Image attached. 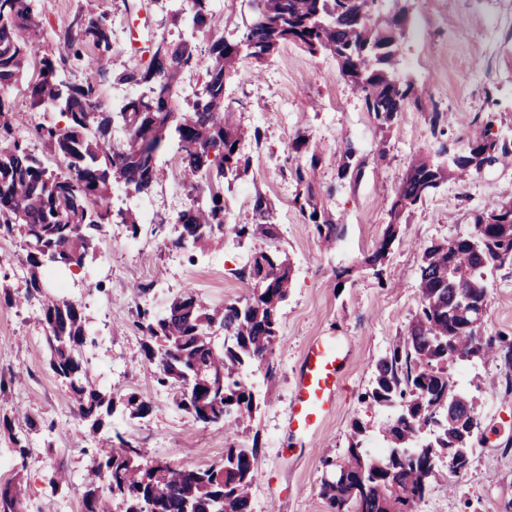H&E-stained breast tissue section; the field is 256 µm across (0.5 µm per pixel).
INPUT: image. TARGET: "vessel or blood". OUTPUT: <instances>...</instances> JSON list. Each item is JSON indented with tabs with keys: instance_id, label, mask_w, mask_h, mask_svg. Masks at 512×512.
<instances>
[{
	"instance_id": "vessel-or-blood-1",
	"label": "vessel or blood",
	"mask_w": 512,
	"mask_h": 512,
	"mask_svg": "<svg viewBox=\"0 0 512 512\" xmlns=\"http://www.w3.org/2000/svg\"><path fill=\"white\" fill-rule=\"evenodd\" d=\"M347 357L331 339L314 341L294 375L288 427L306 434L328 416L336 402Z\"/></svg>"
}]
</instances>
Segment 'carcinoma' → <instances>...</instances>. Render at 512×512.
I'll use <instances>...</instances> for the list:
<instances>
[{
    "mask_svg": "<svg viewBox=\"0 0 512 512\" xmlns=\"http://www.w3.org/2000/svg\"><path fill=\"white\" fill-rule=\"evenodd\" d=\"M39 0H0V235L19 236L26 246L25 289L17 305L34 307L47 330L50 369L65 382L76 414L89 432L113 420L112 394L90 377L82 349L91 345L81 306L62 295L43 293L47 270L81 268L100 243L103 225L117 219L137 233V210L111 208L113 189L140 198L164 175L159 156L176 148L182 185L190 204L177 217L181 225L175 247L205 253L210 241L224 234V185L247 172L238 146L245 132L224 107V83L238 73L242 59L263 63L281 46L292 43L312 55L329 52L341 75L360 95L381 127L412 104L424 108L411 84L395 78L396 47L406 35L407 11L397 8L379 23L377 0H252V21L239 34H217L210 0H169L167 16L184 28L177 42L164 38L149 48L146 65L114 72L112 19L105 12L78 9L66 28L53 32L58 54L43 52L46 33ZM209 38L206 56L198 54L196 35ZM85 70L83 80H69L72 69ZM202 69L205 78L184 105L172 103L170 89L186 71ZM142 89L118 112L100 99L110 82ZM27 83L29 112L53 109L63 126L42 125L37 135L65 163L51 170L15 135L20 113L6 103L10 92ZM492 122L471 138L461 158L440 163L419 157L409 166L390 202L392 224L366 260L375 274L398 235L400 219L416 209L442 182L480 172L487 166L512 164V141L499 139ZM123 137L117 139L113 130ZM237 150H232V147ZM291 151L302 157L292 172L304 192L294 202L313 224L317 239L328 245L343 236L318 206L314 173L321 154L308 148L302 134ZM363 162L347 143L340 175L359 176ZM254 223L235 224L234 235L257 239L240 278L250 284L242 301L209 308L194 291L185 292L158 312L137 307L144 358L158 361V382L174 390L176 408L204 425H230L252 415V391L238 379L245 365H260L272 352L279 332V310L291 288L292 269L275 240L268 201L253 202ZM512 262V197L500 199L474 216L466 235L423 248L419 263L420 303L406 326L403 345L381 357L372 388L364 400L379 406L397 403L401 411L385 430L389 451L372 456L362 446L363 428L354 426L345 456L323 459L319 496L330 512H414L431 488L452 483L469 461L437 460L442 452L469 451L477 433L471 430L477 408L448 374V363L485 359L495 342L480 332L487 306L488 271ZM224 342L212 340L216 331ZM124 410L148 415L150 402L138 392L123 398ZM115 440L96 449L85 512H108L107 498L119 496L126 512H251V477L256 449L229 448L221 463L207 468L174 466L163 460L144 465L143 449L114 431ZM107 482L97 492L94 479ZM0 512H21L20 490L0 485Z\"/></svg>",
    "mask_w": 512,
    "mask_h": 512,
    "instance_id": "obj_1",
    "label": "carcinoma"
}]
</instances>
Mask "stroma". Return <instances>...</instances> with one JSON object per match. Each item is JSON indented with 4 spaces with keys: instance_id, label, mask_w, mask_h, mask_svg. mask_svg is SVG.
Here are the masks:
<instances>
[{
    "instance_id": "stroma-1",
    "label": "stroma",
    "mask_w": 512,
    "mask_h": 512,
    "mask_svg": "<svg viewBox=\"0 0 512 512\" xmlns=\"http://www.w3.org/2000/svg\"><path fill=\"white\" fill-rule=\"evenodd\" d=\"M88 4L112 18V70L145 62L130 51V29L147 44L178 37L167 22V0H41L40 16L48 31H58ZM400 4L407 6L411 26L398 45V72L412 81L416 95L443 112L448 138L465 148L474 133L472 120L480 114L492 117L501 138L512 140V0H379L380 16ZM240 68L241 76L225 84L224 103L238 124L260 128L262 136L241 146L250 168L224 192L225 223H252L253 200L264 196L271 221L279 226L277 245L292 266L274 351L261 367L242 373L259 403L248 428L194 422L175 408L172 391L158 385L155 365L143 356L144 337L135 325L141 286L152 285L149 302L157 310L189 290L214 304L249 293L238 272L253 255V240L225 234L205 260L173 246L180 232L176 217L188 204L174 153L159 157L168 175L145 197L153 223H141L135 234L123 224L105 225L100 248L84 268L66 271L64 283L82 305L88 333L98 340L83 352L92 377L113 398L137 391L151 404L147 416L125 420L121 427L126 439L144 448L146 459L205 468L221 462L225 449L253 445V512H329L318 494L323 459L343 455L357 423L368 428L366 446L385 444L383 430L392 412L368 405L363 395L378 359L404 342L419 302L422 248L467 233L476 213L511 196L512 166L495 165L467 181L442 183L404 219L382 275H375L362 259L386 230L394 191L411 160L434 156L439 146L429 112L407 107L390 129L379 130L335 58L313 56L293 44L263 64L245 60ZM26 95L23 85L9 95L24 115L19 134L49 167H57L58 157L32 131L59 116L26 112ZM300 133L322 156L315 178L318 202L345 227L330 250L319 245L312 224L294 204L295 162L289 149ZM349 143L365 162L357 178L339 175ZM25 256L20 238L0 236V417L20 411L37 422L23 457L8 431L0 430V456L11 461L0 471V482L19 485L24 512H85L84 475L99 437L83 432L69 388L50 369L42 324L5 296L23 290ZM487 282L481 334L512 344V263L489 272ZM319 337L340 342L347 362L333 412L298 438L289 435L287 424L293 373L308 344ZM508 371L500 357L451 366L452 379L476 404L481 434L465 474L454 485L433 487L415 512H512ZM61 469L70 481L52 488L49 480Z\"/></svg>"
}]
</instances>
